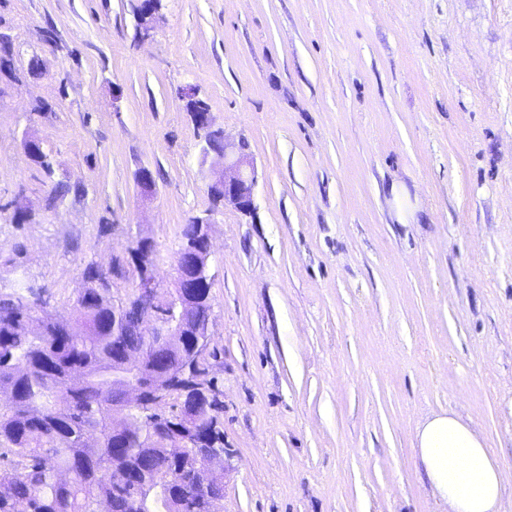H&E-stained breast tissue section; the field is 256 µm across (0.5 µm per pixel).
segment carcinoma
<instances>
[{
  "instance_id": "cac0c4a2",
  "label": "carcinoma",
  "mask_w": 512,
  "mask_h": 512,
  "mask_svg": "<svg viewBox=\"0 0 512 512\" xmlns=\"http://www.w3.org/2000/svg\"><path fill=\"white\" fill-rule=\"evenodd\" d=\"M87 288L67 319L39 288L0 292V512H210L224 481L201 486L207 451L224 447L223 385L208 336L153 351L144 337L112 335V302ZM143 351V395L168 386L150 413L112 405V366Z\"/></svg>"
}]
</instances>
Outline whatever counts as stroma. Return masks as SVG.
<instances>
[{
  "instance_id": "1",
  "label": "stroma",
  "mask_w": 512,
  "mask_h": 512,
  "mask_svg": "<svg viewBox=\"0 0 512 512\" xmlns=\"http://www.w3.org/2000/svg\"><path fill=\"white\" fill-rule=\"evenodd\" d=\"M136 3L0 0V291L68 316L141 237L173 287L222 170L193 87L258 172L210 227L219 512H438L415 433L448 411L512 512V0H162L145 40Z\"/></svg>"
}]
</instances>
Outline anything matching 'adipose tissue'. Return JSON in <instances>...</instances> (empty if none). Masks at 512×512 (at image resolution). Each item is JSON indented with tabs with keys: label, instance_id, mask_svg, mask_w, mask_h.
I'll list each match as a JSON object with an SVG mask.
<instances>
[{
	"label": "adipose tissue",
	"instance_id": "adipose-tissue-1",
	"mask_svg": "<svg viewBox=\"0 0 512 512\" xmlns=\"http://www.w3.org/2000/svg\"><path fill=\"white\" fill-rule=\"evenodd\" d=\"M415 439L441 512H500L504 474L471 422L437 415Z\"/></svg>",
	"mask_w": 512,
	"mask_h": 512
}]
</instances>
